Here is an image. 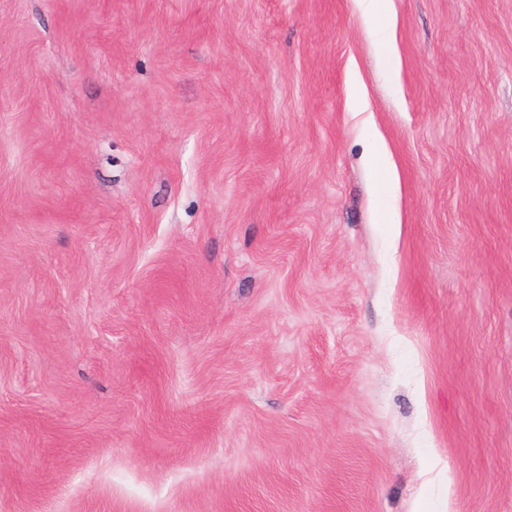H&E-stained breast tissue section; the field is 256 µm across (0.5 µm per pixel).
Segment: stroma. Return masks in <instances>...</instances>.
<instances>
[{"label":"stroma","instance_id":"35a3bbf8","mask_svg":"<svg viewBox=\"0 0 512 512\" xmlns=\"http://www.w3.org/2000/svg\"><path fill=\"white\" fill-rule=\"evenodd\" d=\"M0 0V512H512V0Z\"/></svg>","mask_w":512,"mask_h":512}]
</instances>
